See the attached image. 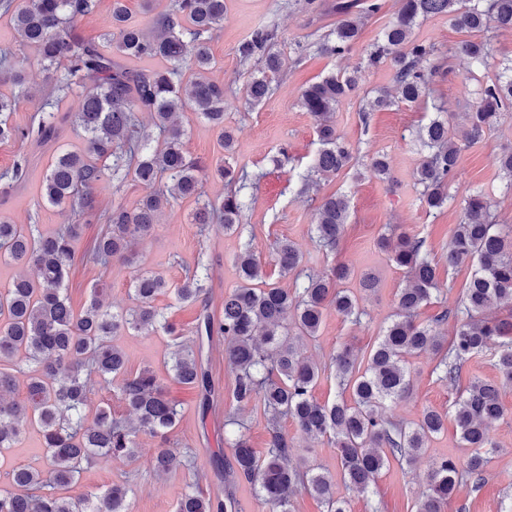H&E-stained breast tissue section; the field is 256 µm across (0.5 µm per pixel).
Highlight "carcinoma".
Instances as JSON below:
<instances>
[{
    "mask_svg": "<svg viewBox=\"0 0 512 512\" xmlns=\"http://www.w3.org/2000/svg\"><path fill=\"white\" fill-rule=\"evenodd\" d=\"M24 45L34 49L38 64L56 75V86L68 91L82 87L79 108L72 123L81 130L86 150L61 152L43 179V200L63 212L79 214L86 223L96 218L93 190L131 176L146 194L129 208L112 206L101 225L86 263L99 268L115 260L137 263L134 243L151 235L158 215L170 199H192L194 224H219L235 231L242 223V192L250 185L247 166L233 161L232 132L224 128V84L205 77L212 66L207 47L214 31L224 24V0H174L173 8L145 24L130 20L123 0H113L112 15L103 41H89L77 23L96 11L97 0H13L3 2ZM382 0H336L331 11L336 24L320 43L331 57L349 53L357 43L364 21L378 14ZM448 16L470 38L454 53L467 58L476 69L491 59V36L512 33V0H402L396 16L366 52L365 66L388 63L393 69L397 94L379 91L366 100L362 120L369 113L401 101L419 104L428 98L436 78L448 73L444 54L436 43L414 37L421 19ZM277 31L260 26L238 45L240 61L262 64L260 75L245 87L246 102L257 105L286 71V57L271 51ZM195 43L193 58L185 59L188 43ZM130 60H157L159 69L128 67L112 55ZM360 68L331 73L302 90L299 105L315 119L321 149L313 160L310 187L322 177L336 176L352 160V150L336 134L334 117L339 107L359 91ZM476 102L466 113L462 138L476 143L492 128L499 114L512 108V59L500 63L496 78L479 85ZM19 100L0 93V139L24 137L27 132L10 123ZM190 110L221 129L224 155L218 174L237 189L218 202L203 201L202 184L207 165L188 155L185 130L174 120ZM148 114L158 137L147 144L139 135L138 114ZM452 113L438 112L417 132L424 154L413 172L419 201L428 212L448 205V183L457 170L459 148L452 131ZM373 178H390V166L375 156L367 169ZM349 197L333 192L322 197L315 210L314 232L326 250L333 251L348 223ZM82 225L64 224L44 234L32 225L0 221V261L30 268L9 288L0 290V451L11 447L29 428L42 434L43 466L15 467L7 473L9 490L0 491V512H131V486L113 485L100 495L72 498L68 486L84 467L101 457L126 465L138 461L141 433L166 437L180 419V404L171 399L156 374L144 368L127 371L122 350L114 337L163 331L176 327L154 306L157 295L169 290L165 278L140 274L134 280L133 305L114 312L91 293L76 312L64 291L74 259V242ZM425 240L407 232L383 234L378 247L390 252V261L410 273L409 285L396 294V313L383 329L379 342L365 363H358L350 346L333 358L336 384L350 398L322 403L314 390L326 366L304 356L300 343L316 338L325 313L359 319L355 297L339 287L351 271L333 266L326 274L306 273L288 290L266 281V273L250 246L235 257L242 284L224 296L219 317L209 312V273L199 263L174 288L181 301L200 302L203 309L192 334L196 343L182 341L170 352L173 379L198 395V408L207 414L214 388L203 355V339L222 336L225 357L235 373L233 399L238 406L259 402L271 425L269 446L262 453L240 433L230 443L229 473L252 484L264 512H292L293 498L305 489L321 501L325 512H349L348 503L336 497L335 480L308 461H293L294 441L278 431L281 419H292L310 441H327L335 449L344 483L360 492L376 485L390 462L411 464L435 435L453 418L462 447L469 449L463 468L451 458L433 464L417 512H446L467 476L478 482L494 447L493 424L504 418L506 408L498 389L478 377L469 379L454 401L452 413L423 410L410 424L392 420L385 411L409 391V358L420 353L438 357V379L459 380L471 358L496 346L495 367L512 380V227L494 221L485 195H470L462 208L448 247V267L475 263L461 306L445 308L435 322L457 321L455 336L446 343L431 324L416 322L421 306L439 292L437 265L424 248ZM303 256L287 240L276 247L280 275L295 272ZM509 309L501 318L493 310ZM26 366L23 401L6 399L17 386L16 371ZM95 377L108 391L116 390L127 415L112 413V406L98 409L86 420L89 380ZM117 387H112L116 378ZM158 476L179 469L191 470L186 453L161 447L146 462ZM231 493L213 497L194 478L176 505V512H233Z\"/></svg>",
    "mask_w": 512,
    "mask_h": 512,
    "instance_id": "carcinoma-1",
    "label": "carcinoma"
}]
</instances>
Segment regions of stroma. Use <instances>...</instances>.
I'll return each mask as SVG.
<instances>
[{"label":"stroma","mask_w":512,"mask_h":512,"mask_svg":"<svg viewBox=\"0 0 512 512\" xmlns=\"http://www.w3.org/2000/svg\"><path fill=\"white\" fill-rule=\"evenodd\" d=\"M331 2L321 0L320 9L308 13L295 0H225L223 27L208 43L213 57L209 76L224 84L227 99L224 123L234 134L235 156L238 162L246 164L250 173L259 175L260 180L247 193V207L239 231L227 233L215 226L209 232H200L190 222L193 201L176 199L161 214L153 234L139 241L136 247L142 259L141 268L162 274L173 285L179 284L186 270L197 263L207 264L211 310L216 314L222 309L225 295L239 282L234 257L243 246H251L269 281L288 289L294 288L295 281L293 277L280 276L274 261L279 240H290L299 247L305 271L320 272L337 263L346 264L351 276L344 286L358 296L363 315L356 322L327 310L317 339L304 343L305 353L323 364L330 363L345 343L352 344L359 356H367L395 312L396 294L405 285V274L376 246L386 228L418 234L437 265L441 292L417 315L418 321L428 322L442 309L459 306L474 271L472 263L452 268L446 259L463 200L474 192L484 193L493 204L498 223L512 225V178L504 174L498 163L500 153L512 147V110L502 112L495 127L479 142L461 143L457 173L448 188L452 201L447 209L430 213L422 208L412 177L422 156L416 138L420 126L438 106L449 112H465L478 81L494 77L495 62L512 58V34L492 40L494 64L478 71L476 79L468 77L467 59L452 58L450 72L436 79L428 103H401L390 110L371 113L365 119L360 115L362 94L393 89L394 83L389 64L365 68L361 61L398 10L399 0H384L382 10L365 23L351 53L337 59L318 51L320 39L336 21L329 11ZM260 25L276 29L278 39L273 51L286 52L298 44L304 49V59L279 77L271 98L252 106L245 100L244 88L258 65L241 63L237 47ZM0 52L10 53L14 61L24 64L23 85H15L9 74H2L0 93L21 95L10 121L27 132L26 137L0 141V175L19 161L25 162L28 168L23 182L10 185L0 178V217L16 224L39 225L41 231L49 234L67 223L69 217L43 202L42 177L54 155L62 150L84 151L86 141L82 132L66 121L59 123L54 138L41 140L36 133L37 107L42 100H55L60 110L67 112L76 109L78 97L72 93L59 98L51 75L32 63V50L21 45L9 15L3 13H0ZM357 66L362 69L361 94L344 103L335 117L337 134L352 149L350 166L335 178L320 181L308 194H300L299 188L310 172L320 144L315 120L299 107L298 98L307 85L328 72L349 71ZM180 119L190 155L209 164L220 158L217 134L207 123L189 112L181 114ZM378 153L386 154L390 161L391 178L384 182L366 173L372 157ZM276 157L281 160L277 166L272 163ZM333 192L349 196L351 216L335 251L326 252L319 249L312 224L320 199ZM97 230V224L88 225L75 242L66 288L69 301L77 310L84 307L96 282L103 286L106 301L117 307L129 305L131 287L141 269L117 261L105 269L86 265L83 256ZM366 273L378 281L375 292L362 289L361 277ZM115 343L126 355L128 372L147 367L165 378L171 396L183 409L182 419L169 432L167 442L174 448L190 449L196 471L191 474L179 470L160 478L144 469L142 461L154 454L157 441L143 435L139 438L141 462L123 467L99 461L82 473L71 487V495L99 494L128 479L133 488V512H175L186 482L197 474L205 492H232L236 512H262L253 486L242 479L226 478L223 470L232 461L230 449L221 446L227 420L243 423L245 434L257 450H264L270 438V427L260 404L241 409L232 399L234 374L224 358L223 337H216L207 352L215 397L211 411L204 417L196 409V391L168 377L166 362L173 348L172 337L160 332L126 334L116 337ZM435 364L434 355L429 353L412 358V391L393 406L390 417L409 422L417 420L427 406L450 410L462 382L474 376L498 385L508 415L492 431L497 449L481 482L461 483L447 512H512V383L502 381L488 353L470 359L460 380L452 383L438 380L433 372ZM217 454L222 456L223 466H215L213 457ZM466 456L459 433L451 424L433 439L415 463H391L372 493H356L338 480L336 495L348 500L350 512H415L418 494L426 484L432 464L443 458L461 462Z\"/></svg>","instance_id":"stroma-1"}]
</instances>
